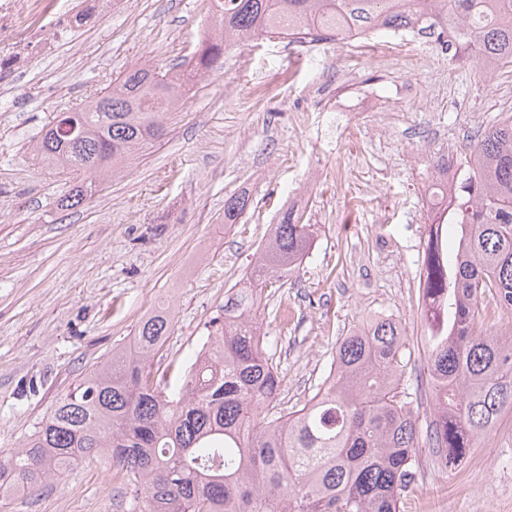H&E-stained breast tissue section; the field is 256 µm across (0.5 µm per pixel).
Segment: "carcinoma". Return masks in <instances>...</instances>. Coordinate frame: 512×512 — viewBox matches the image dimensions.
<instances>
[{
  "mask_svg": "<svg viewBox=\"0 0 512 512\" xmlns=\"http://www.w3.org/2000/svg\"><path fill=\"white\" fill-rule=\"evenodd\" d=\"M222 34L193 62L134 67L81 108L58 112L36 144L41 161L76 175L60 207L91 198L95 180L164 135L162 116L192 73L223 68L224 52L255 37L335 41L351 29L418 28L451 60L512 67V0H210ZM448 203L430 224L422 307L435 460L449 466L512 409V115L482 131ZM246 191L224 201L240 222ZM312 225L287 211L224 301V323L189 370L159 371L170 328L143 318L129 345L60 396L20 448L0 454V497L36 489L55 471L100 456L135 489L142 512H400L418 474L417 419L400 385V327L376 317L343 337L333 367L301 408H281L283 376L263 346L259 294L292 273Z\"/></svg>",
  "mask_w": 512,
  "mask_h": 512,
  "instance_id": "cac0c4a2",
  "label": "carcinoma"
}]
</instances>
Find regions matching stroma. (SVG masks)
Returning a JSON list of instances; mask_svg holds the SVG:
<instances>
[{"mask_svg": "<svg viewBox=\"0 0 512 512\" xmlns=\"http://www.w3.org/2000/svg\"><path fill=\"white\" fill-rule=\"evenodd\" d=\"M206 11L207 0H122L0 92V451L21 447L57 398L158 306L171 327L153 364L187 366L289 195L308 185L301 209L313 246L262 296L283 409L309 401L339 339L382 313L403 333V386L419 429L432 419L420 185L469 115L485 127L505 115L497 100L512 68L489 77L428 43L395 64L339 42L258 38L229 49L194 100L163 116L161 139L101 179L91 199L61 209L71 182L40 164L33 145L43 127L132 67L190 57ZM339 105L364 134L356 150L340 143L330 153L322 137ZM242 190L250 205L224 227V201ZM418 459L400 512H512L511 412L461 469L442 470L426 447ZM112 471L107 457L77 463L39 491L0 498V512H133Z\"/></svg>", "mask_w": 512, "mask_h": 512, "instance_id": "1", "label": "stroma"}]
</instances>
